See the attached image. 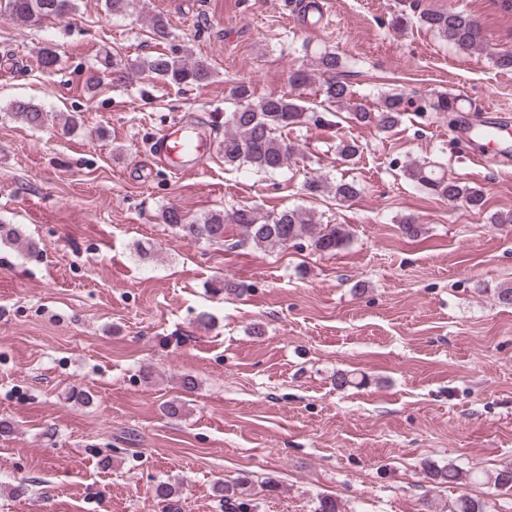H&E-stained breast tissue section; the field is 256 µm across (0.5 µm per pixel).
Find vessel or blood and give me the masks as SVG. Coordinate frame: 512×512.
<instances>
[{
    "mask_svg": "<svg viewBox=\"0 0 512 512\" xmlns=\"http://www.w3.org/2000/svg\"><path fill=\"white\" fill-rule=\"evenodd\" d=\"M449 109L459 116L455 141L473 147L470 161L484 164L493 158L505 166L512 164L511 114L495 113L479 118L475 103L459 96L450 99ZM148 146L153 160L164 169L189 171L199 157L211 151L213 140L200 128L175 123L154 134Z\"/></svg>",
    "mask_w": 512,
    "mask_h": 512,
    "instance_id": "b4317fda",
    "label": "vessel or blood"
}]
</instances>
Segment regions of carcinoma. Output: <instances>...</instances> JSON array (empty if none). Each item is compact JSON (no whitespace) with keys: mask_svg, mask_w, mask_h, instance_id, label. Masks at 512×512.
I'll return each mask as SVG.
<instances>
[{"mask_svg":"<svg viewBox=\"0 0 512 512\" xmlns=\"http://www.w3.org/2000/svg\"><path fill=\"white\" fill-rule=\"evenodd\" d=\"M137 3L138 0H105V7L114 16H124L133 12ZM76 10L77 0H0V13L25 26H36L45 19L67 20L75 15ZM418 22L461 53L469 54L481 48V26L463 9L422 11ZM151 30L156 44L164 45L170 41L169 23L162 16L151 19ZM101 66L102 72L115 83H124L137 72H146L154 79L177 87L206 85L213 78V70L205 61L173 49L158 51L133 62L117 54L107 55L101 59ZM342 67L341 58L336 53L325 51L316 58L315 68L295 73L291 82L307 84L327 74L329 78L321 87L323 103L328 107L344 109L351 122L374 126L383 132H390L401 125L405 112L400 95H387L373 107L359 102L351 86L340 77ZM229 96L234 101V109L224 121V140L220 145L224 165L236 169L246 166L265 176L280 173L288 167L293 155V148L288 144V130L313 119L308 108L301 104V100L288 94H270L255 99L250 86L244 81L232 86ZM423 108L448 117V125L454 124L448 113V96L428 98L424 100ZM9 114L34 129L56 124V115L31 100L11 102ZM361 152L362 146L354 139L340 138L336 143V156L345 164L354 161ZM401 172L414 186L450 205L461 201L478 210L484 205L481 190L448 177L435 164L412 160L401 167ZM304 190L311 195L328 192L340 202L350 201L360 193L355 180L344 178L333 182L325 177L312 178L305 182ZM161 219L182 237L210 244L223 242L225 225L234 224L240 230L242 242L267 252L303 244L314 253L333 255L343 249L352 237L348 225L319 224L307 211L298 207L262 213L242 205L190 217L181 209L168 206L162 211ZM1 244L15 246L31 255L37 253L36 243L13 224H0ZM211 288L216 294L240 295L244 292L241 285L226 278L213 282ZM433 479L453 484L462 479V474L456 465L450 463L435 470ZM177 495L178 488L169 482H161L155 487V497L165 504L168 512H173L172 499ZM449 512H484V505L472 498L460 497L452 502Z\"/></svg>","mask_w":512,"mask_h":512,"instance_id":"1","label":"carcinoma"}]
</instances>
